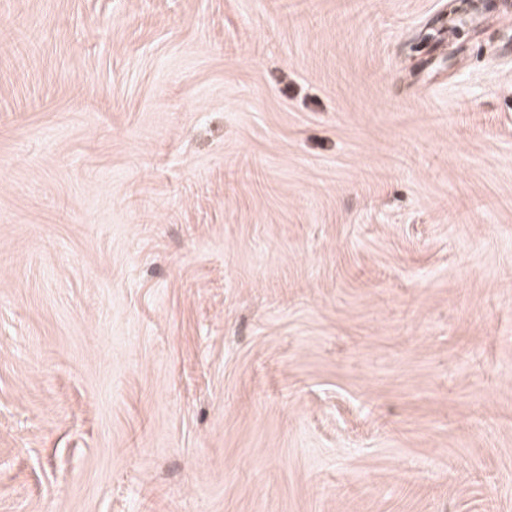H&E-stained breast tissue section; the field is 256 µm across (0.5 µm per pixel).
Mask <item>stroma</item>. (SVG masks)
Here are the masks:
<instances>
[{"label": "stroma", "instance_id": "stroma-1", "mask_svg": "<svg viewBox=\"0 0 512 512\" xmlns=\"http://www.w3.org/2000/svg\"><path fill=\"white\" fill-rule=\"evenodd\" d=\"M0 0V512H512V9Z\"/></svg>", "mask_w": 512, "mask_h": 512}]
</instances>
